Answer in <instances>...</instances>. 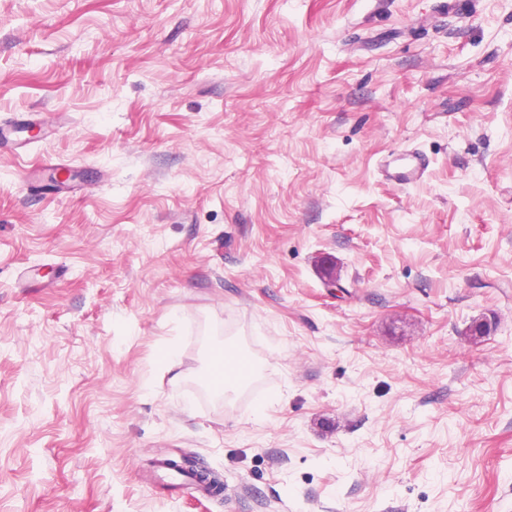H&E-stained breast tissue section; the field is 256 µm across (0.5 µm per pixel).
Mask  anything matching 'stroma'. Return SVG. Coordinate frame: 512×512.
I'll use <instances>...</instances> for the list:
<instances>
[{
  "mask_svg": "<svg viewBox=\"0 0 512 512\" xmlns=\"http://www.w3.org/2000/svg\"><path fill=\"white\" fill-rule=\"evenodd\" d=\"M22 119L0 512H512V0H0ZM407 156L412 163L405 168H396L391 166V162L385 159L380 164V168L388 180H394L400 183H413L420 180L428 168V162L416 151H409Z\"/></svg>",
  "mask_w": 512,
  "mask_h": 512,
  "instance_id": "1",
  "label": "stroma"
}]
</instances>
